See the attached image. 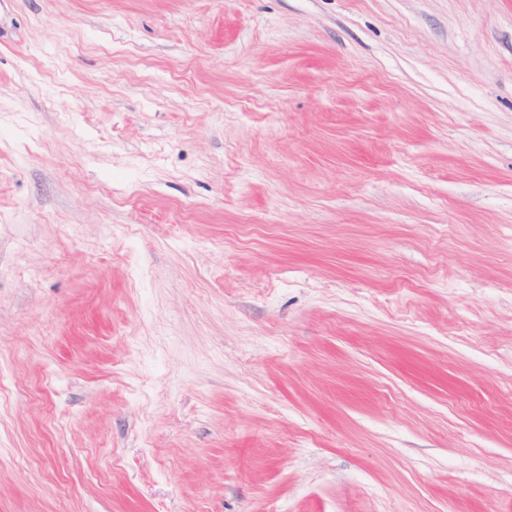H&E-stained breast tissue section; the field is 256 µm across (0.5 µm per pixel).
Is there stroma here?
<instances>
[{
  "label": "stroma",
  "instance_id": "stroma-1",
  "mask_svg": "<svg viewBox=\"0 0 512 512\" xmlns=\"http://www.w3.org/2000/svg\"><path fill=\"white\" fill-rule=\"evenodd\" d=\"M0 512H512V0H0Z\"/></svg>",
  "mask_w": 512,
  "mask_h": 512
}]
</instances>
